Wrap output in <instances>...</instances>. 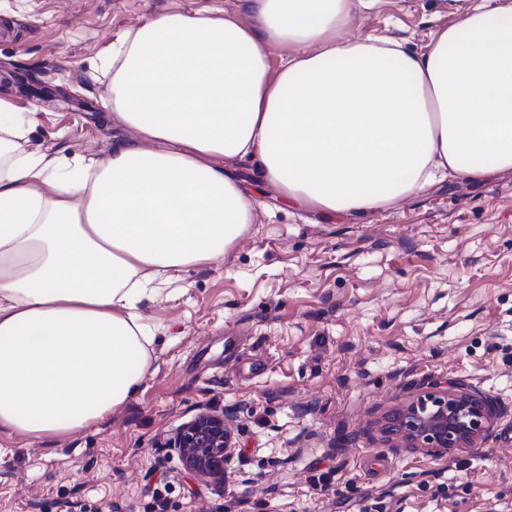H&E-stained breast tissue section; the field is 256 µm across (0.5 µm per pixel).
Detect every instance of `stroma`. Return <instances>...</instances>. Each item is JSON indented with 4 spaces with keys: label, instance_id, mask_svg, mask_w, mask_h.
I'll use <instances>...</instances> for the list:
<instances>
[{
    "label": "stroma",
    "instance_id": "1",
    "mask_svg": "<svg viewBox=\"0 0 512 512\" xmlns=\"http://www.w3.org/2000/svg\"><path fill=\"white\" fill-rule=\"evenodd\" d=\"M468 0H378L346 32L422 53ZM244 0H0V97L36 110L29 150L67 169L129 138L98 60L123 31ZM256 208L212 263L144 300L150 370L109 421L33 442L0 432V512H512V170L449 173L359 214L291 205L233 164ZM460 379L491 435L435 456L387 441L398 397ZM215 409L237 449L216 483L164 443Z\"/></svg>",
    "mask_w": 512,
    "mask_h": 512
}]
</instances>
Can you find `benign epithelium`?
<instances>
[{"label":"benign epithelium","mask_w":512,"mask_h":512,"mask_svg":"<svg viewBox=\"0 0 512 512\" xmlns=\"http://www.w3.org/2000/svg\"><path fill=\"white\" fill-rule=\"evenodd\" d=\"M417 388L418 394L388 415L383 428L387 440L400 438L411 448L446 455L472 448L491 434L497 406L490 396L470 390L459 379L425 378ZM165 446L176 452L187 471L221 483L224 461L235 451L229 414L202 412L179 426Z\"/></svg>","instance_id":"obj_1"}]
</instances>
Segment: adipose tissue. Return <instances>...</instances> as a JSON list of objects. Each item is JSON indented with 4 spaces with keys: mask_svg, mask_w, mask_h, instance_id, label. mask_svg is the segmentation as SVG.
<instances>
[{
    "mask_svg": "<svg viewBox=\"0 0 512 512\" xmlns=\"http://www.w3.org/2000/svg\"><path fill=\"white\" fill-rule=\"evenodd\" d=\"M376 2L246 0L244 21L179 10L126 30L104 68L133 137L62 179L25 147L36 112L0 98V431L63 438L133 397L151 361L139 306L152 284L210 264L251 221L225 163L332 214L450 171L512 170V0H469L420 54L339 40Z\"/></svg>",
    "mask_w": 512,
    "mask_h": 512,
    "instance_id": "1",
    "label": "adipose tissue"
}]
</instances>
